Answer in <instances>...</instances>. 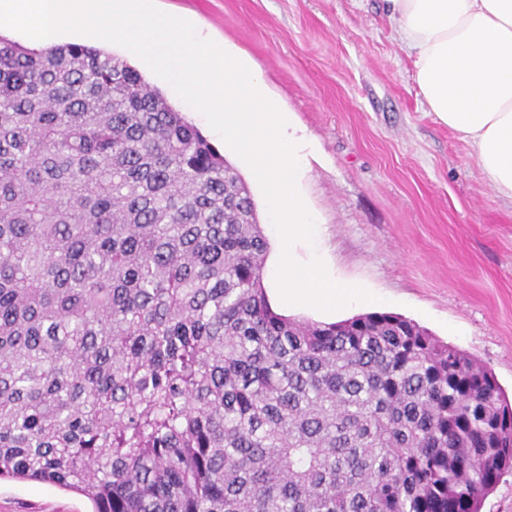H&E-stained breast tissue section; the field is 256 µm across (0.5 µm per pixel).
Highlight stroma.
<instances>
[{
	"instance_id": "35a3bbf8",
	"label": "stroma",
	"mask_w": 512,
	"mask_h": 512,
	"mask_svg": "<svg viewBox=\"0 0 512 512\" xmlns=\"http://www.w3.org/2000/svg\"><path fill=\"white\" fill-rule=\"evenodd\" d=\"M245 54L308 143L304 192L337 276L489 368L512 397V201L438 122L387 0H158ZM73 491L0 481V512H91Z\"/></svg>"
}]
</instances>
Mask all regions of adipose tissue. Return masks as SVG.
<instances>
[{"mask_svg": "<svg viewBox=\"0 0 512 512\" xmlns=\"http://www.w3.org/2000/svg\"><path fill=\"white\" fill-rule=\"evenodd\" d=\"M429 113L512 200V0H388Z\"/></svg>", "mask_w": 512, "mask_h": 512, "instance_id": "adipose-tissue-1", "label": "adipose tissue"}]
</instances>
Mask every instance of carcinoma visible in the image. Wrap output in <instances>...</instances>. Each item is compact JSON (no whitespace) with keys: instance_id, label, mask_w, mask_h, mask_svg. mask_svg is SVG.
Here are the masks:
<instances>
[{"instance_id":"cac0c4a2","label":"carcinoma","mask_w":512,"mask_h":512,"mask_svg":"<svg viewBox=\"0 0 512 512\" xmlns=\"http://www.w3.org/2000/svg\"><path fill=\"white\" fill-rule=\"evenodd\" d=\"M249 187L129 63L0 35V479L94 512H481L512 401L413 320L274 312Z\"/></svg>"}]
</instances>
